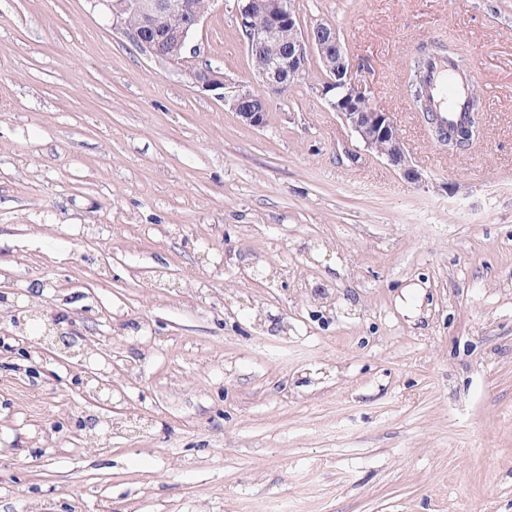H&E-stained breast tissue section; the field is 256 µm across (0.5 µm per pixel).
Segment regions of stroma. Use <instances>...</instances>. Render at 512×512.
I'll return each instance as SVG.
<instances>
[{
  "label": "stroma",
  "instance_id": "obj_1",
  "mask_svg": "<svg viewBox=\"0 0 512 512\" xmlns=\"http://www.w3.org/2000/svg\"><path fill=\"white\" fill-rule=\"evenodd\" d=\"M233 6L194 42L246 85ZM296 9L422 183L327 107L318 57L254 128L98 0H0V293L110 349L115 386L20 374L40 321L0 343V512H512V0ZM434 39L482 75L459 155L404 95Z\"/></svg>",
  "mask_w": 512,
  "mask_h": 512
}]
</instances>
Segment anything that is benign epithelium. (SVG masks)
<instances>
[{
  "instance_id": "obj_1",
  "label": "benign epithelium",
  "mask_w": 512,
  "mask_h": 512,
  "mask_svg": "<svg viewBox=\"0 0 512 512\" xmlns=\"http://www.w3.org/2000/svg\"><path fill=\"white\" fill-rule=\"evenodd\" d=\"M112 13V23L152 58L178 68L191 84L214 93L215 98L251 127L266 123L271 99L283 95L293 81L303 77L309 57L317 55L329 78L322 85L321 96L330 110L348 125L364 148L385 159L411 183L424 181L423 174L410 160L399 130L390 113L381 109L369 87L354 74L343 43L330 24L316 25L317 35L299 26L292 0H235L237 26L245 30L247 49H267L264 65L253 73L261 92H254L229 79L224 69L211 62L193 63L197 46L192 40L208 16L195 9L192 0H98ZM183 17L180 26L170 27L165 16ZM288 29V41L274 39L275 33ZM44 331L56 332L55 342L69 352L75 338L60 328V318L46 314Z\"/></svg>"
}]
</instances>
